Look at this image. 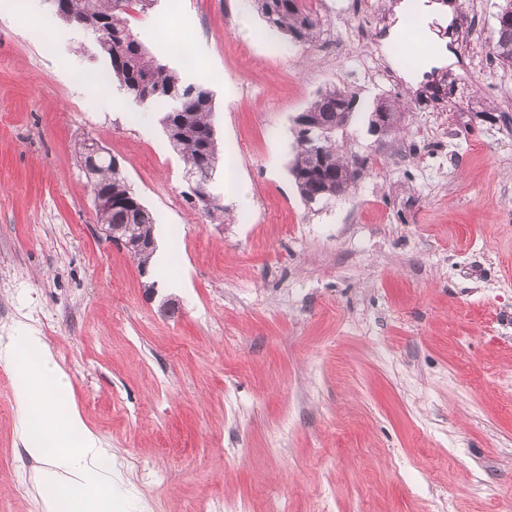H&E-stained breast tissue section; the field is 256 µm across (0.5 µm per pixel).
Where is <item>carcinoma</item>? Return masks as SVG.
<instances>
[{
	"instance_id": "carcinoma-1",
	"label": "carcinoma",
	"mask_w": 512,
	"mask_h": 512,
	"mask_svg": "<svg viewBox=\"0 0 512 512\" xmlns=\"http://www.w3.org/2000/svg\"><path fill=\"white\" fill-rule=\"evenodd\" d=\"M76 7L73 23L94 21L101 16L110 30L106 45L100 48L108 59L110 78L117 80L122 90L139 103L151 102L167 108L162 124L172 148L182 158L185 171L205 178L204 191L210 192L221 151L212 135L211 92L192 84H184L179 74L152 56L145 44L132 31L128 9L134 0H72ZM268 27L281 31L302 44L315 43L321 33L317 12L307 6V0H254ZM498 23L492 56L497 63L512 70V0H500ZM179 95L173 100L169 92ZM357 96L346 89L329 88L317 95L307 107L315 123L331 130L318 139L299 128L295 139L290 173L299 194L306 202L328 201L337 196L336 189L350 179L349 166L354 158L345 157L336 143V131L346 124L363 118V107L347 112L343 105ZM96 185L112 192V207L97 211L100 224H112L122 229L125 239L134 241L154 231L152 214L130 191L125 178L116 168L104 164L97 170Z\"/></svg>"
}]
</instances>
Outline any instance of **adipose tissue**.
<instances>
[{
    "mask_svg": "<svg viewBox=\"0 0 512 512\" xmlns=\"http://www.w3.org/2000/svg\"><path fill=\"white\" fill-rule=\"evenodd\" d=\"M396 11L418 12L426 23L412 43L423 70L406 74L407 82L417 83L423 71L452 63L451 53L430 28L431 23L447 22V9L439 0H400ZM1 350L8 358L29 361L18 373L14 399L23 448L40 464L35 482L48 512H112V452L100 445L73 403L67 371L43 337L31 331L10 337Z\"/></svg>",
    "mask_w": 512,
    "mask_h": 512,
    "instance_id": "ef3b65f1",
    "label": "adipose tissue"
}]
</instances>
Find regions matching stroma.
I'll return each mask as SVG.
<instances>
[{
    "label": "stroma",
    "instance_id": "35a3bbf8",
    "mask_svg": "<svg viewBox=\"0 0 512 512\" xmlns=\"http://www.w3.org/2000/svg\"><path fill=\"white\" fill-rule=\"evenodd\" d=\"M395 2L319 0L311 47L250 0L130 8L153 55L213 95V218L162 108L83 87L109 71L93 39L44 0H0V341L36 329L68 371L112 451L114 512H264L266 492L290 512L512 504V70L490 57L495 0H454V64L408 87L377 49ZM332 86L405 119L383 141L337 132L370 162L309 206L293 119ZM88 137L154 216L167 270L102 233ZM16 382L0 358V512H45Z\"/></svg>",
    "mask_w": 512,
    "mask_h": 512
}]
</instances>
